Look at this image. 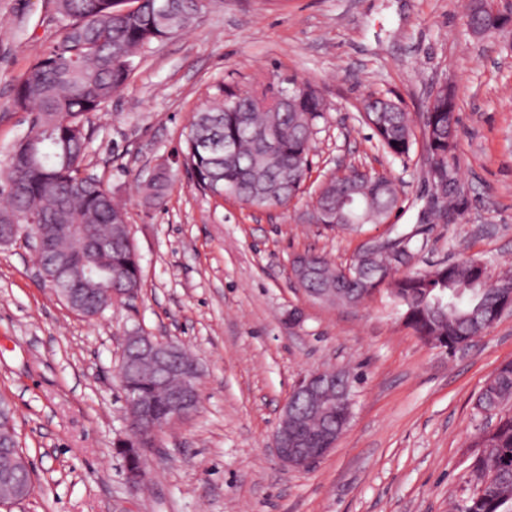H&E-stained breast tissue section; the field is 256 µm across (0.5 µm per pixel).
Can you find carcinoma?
I'll return each mask as SVG.
<instances>
[{"label":"carcinoma","instance_id":"obj_1","mask_svg":"<svg viewBox=\"0 0 512 512\" xmlns=\"http://www.w3.org/2000/svg\"><path fill=\"white\" fill-rule=\"evenodd\" d=\"M63 21L59 40L36 62L16 87L12 107L33 114L28 132L17 141L0 169V186L9 182L13 194L0 212L16 223L43 226V264L55 251L67 252L87 271V284L107 299L111 289H140L141 267L130 238L124 207L101 182L84 173L91 116L103 111L126 84L151 44L174 38L193 25L205 0H56ZM467 16L482 19L489 35L506 31L507 17L489 0H469ZM328 111L320 92L307 83L288 88L270 82L261 91L224 93V101L192 116L185 133L181 165L198 187L219 189L255 209L283 206L296 198L310 171L309 153L317 123ZM363 118L377 142L392 156L409 154L416 142L412 121L402 103L370 95ZM421 141L435 191L426 211L434 220H448L459 206L460 185L455 166L459 116L455 95L441 90L421 113ZM273 137L278 150L264 141ZM217 139L228 144L215 151L200 145ZM170 177L146 184L148 198L161 202ZM354 204L336 213L318 215L324 226L359 233L367 224L384 222L399 207L395 181L385 175L352 170L322 184L321 196ZM57 224H88L97 230L101 257L86 252L78 235L53 238ZM422 233L393 227L380 244L360 246L348 269L326 256L305 252L301 261L319 270L315 280L299 286L305 292L337 288L332 304L358 306L376 291L386 290L404 325L422 341L433 340L448 352L484 335L499 316L511 309L512 269L491 277L477 259L452 262L432 270L401 271L413 258L415 238ZM177 375L158 380L147 366L125 371L123 393L163 407L168 393L179 387ZM512 402V361L501 364L475 400L477 412L492 420L480 430L472 447L481 449L470 464L474 491L455 505V512H512V414L501 408Z\"/></svg>","mask_w":512,"mask_h":512}]
</instances>
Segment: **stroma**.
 I'll list each match as a JSON object with an SVG mask.
<instances>
[{"instance_id": "stroma-1", "label": "stroma", "mask_w": 512, "mask_h": 512, "mask_svg": "<svg viewBox=\"0 0 512 512\" xmlns=\"http://www.w3.org/2000/svg\"><path fill=\"white\" fill-rule=\"evenodd\" d=\"M465 0H207L182 35L152 44L91 122L85 171L122 200L142 270L126 306L95 320L66 307L35 276L22 244L0 247V393L36 473L11 512H452L473 486L474 399L512 360V314L447 354L401 323L385 293L358 307L310 302L291 280L296 254L349 264L362 238L306 222L320 183L356 166L391 176L392 223L418 224L434 190L421 146L389 156L360 118L368 94L423 112L455 94L462 204L428 225L411 269L465 258L512 263V45L475 37ZM54 0H0V165L31 115L11 106L18 83L57 41ZM310 83L328 103L302 193L255 210L205 194L174 158L194 112L273 81ZM160 205L143 186L161 162ZM139 326L198 362V411L171 425L127 483L121 339ZM356 374L352 417L310 467L273 452L280 410L320 368Z\"/></svg>"}]
</instances>
